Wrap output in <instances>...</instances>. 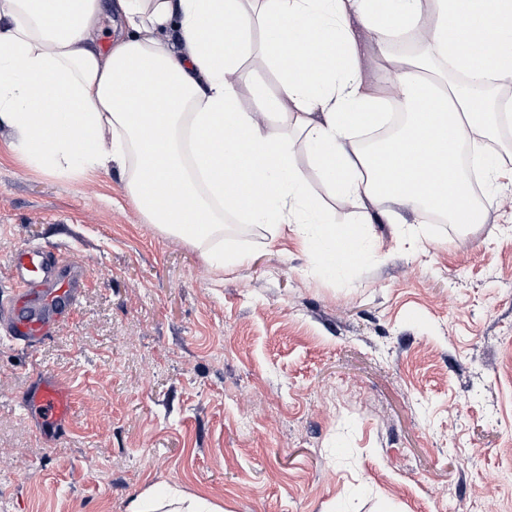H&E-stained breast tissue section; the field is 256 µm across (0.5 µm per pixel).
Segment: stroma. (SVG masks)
I'll list each match as a JSON object with an SVG mask.
<instances>
[{
  "instance_id": "stroma-1",
  "label": "stroma",
  "mask_w": 512,
  "mask_h": 512,
  "mask_svg": "<svg viewBox=\"0 0 512 512\" xmlns=\"http://www.w3.org/2000/svg\"><path fill=\"white\" fill-rule=\"evenodd\" d=\"M0 126V299L16 248L82 264L68 322L0 337V512H126L150 486L224 512H512V134L485 223L418 224L307 190L379 250L336 276L288 229L232 219L231 269L148 223L117 172L19 160ZM73 393L36 437L41 376Z\"/></svg>"
}]
</instances>
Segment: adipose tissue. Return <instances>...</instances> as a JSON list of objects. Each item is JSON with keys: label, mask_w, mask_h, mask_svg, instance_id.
I'll list each match as a JSON object with an SVG mask.
<instances>
[{"label": "adipose tissue", "mask_w": 512, "mask_h": 512, "mask_svg": "<svg viewBox=\"0 0 512 512\" xmlns=\"http://www.w3.org/2000/svg\"><path fill=\"white\" fill-rule=\"evenodd\" d=\"M109 10L124 36L106 51L91 36L99 0H0V122L29 163L76 177L118 170L148 223L209 247L223 268L241 260L224 249L228 215L288 225L332 274L377 247L318 212L302 153L353 207L484 223L448 157L480 145L478 172L502 169L485 143L512 119V100L486 105L466 84L512 78V0H110ZM366 31L387 62L372 83L360 75ZM395 40L427 44L442 69L394 56ZM257 52L278 77L265 112L246 68ZM394 105L401 130L355 145ZM127 512L220 509L156 486Z\"/></svg>", "instance_id": "ef3b65f1"}]
</instances>
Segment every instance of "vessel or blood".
I'll return each mask as SVG.
<instances>
[{
  "mask_svg": "<svg viewBox=\"0 0 512 512\" xmlns=\"http://www.w3.org/2000/svg\"><path fill=\"white\" fill-rule=\"evenodd\" d=\"M13 289L0 302V332L13 342L39 344L68 321L85 286L83 267L50 252L19 247L12 258ZM72 409L64 385L45 379L25 403L28 416L44 427H57Z\"/></svg>",
  "mask_w": 512,
  "mask_h": 512,
  "instance_id": "obj_1",
  "label": "vessel or blood"
}]
</instances>
